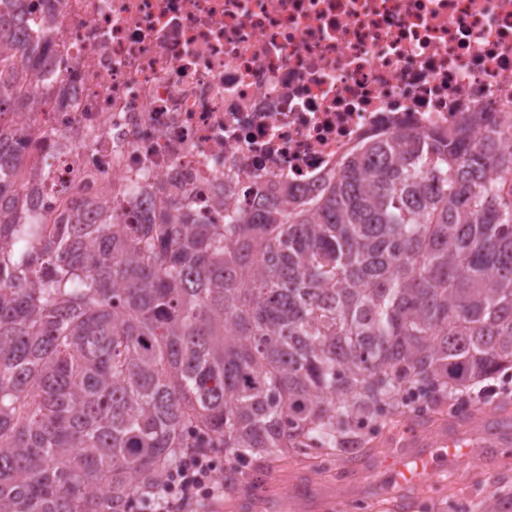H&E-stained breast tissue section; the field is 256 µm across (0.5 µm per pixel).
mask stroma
<instances>
[{"mask_svg":"<svg viewBox=\"0 0 512 512\" xmlns=\"http://www.w3.org/2000/svg\"><path fill=\"white\" fill-rule=\"evenodd\" d=\"M403 426L380 429L381 445L360 457L353 472L337 478L335 470H319L315 460L289 459L263 472L244 470L240 481L248 487L244 512H343L345 499L356 497L369 503L404 493L410 500L426 503L428 512H446L447 502L464 498V512H482L494 492L512 491V447L494 451L493 470L475 463L467 467L448 464L447 475L424 491L398 490L388 481V459L398 453L405 438Z\"/></svg>","mask_w":512,"mask_h":512,"instance_id":"obj_1","label":"stroma"}]
</instances>
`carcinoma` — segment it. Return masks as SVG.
Returning a JSON list of instances; mask_svg holds the SVG:
<instances>
[{
	"instance_id": "obj_1",
	"label": "carcinoma",
	"mask_w": 512,
	"mask_h": 512,
	"mask_svg": "<svg viewBox=\"0 0 512 512\" xmlns=\"http://www.w3.org/2000/svg\"><path fill=\"white\" fill-rule=\"evenodd\" d=\"M29 52L0 49V512H133L188 448L224 449L229 495L245 459L344 478L365 427L512 367V151L404 131L222 224L177 199L53 219L17 188L51 168L44 133L12 129L52 109Z\"/></svg>"
}]
</instances>
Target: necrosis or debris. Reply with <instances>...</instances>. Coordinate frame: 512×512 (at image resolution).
<instances>
[{"instance_id":"obj_1","label":"necrosis or debris","mask_w":512,"mask_h":512,"mask_svg":"<svg viewBox=\"0 0 512 512\" xmlns=\"http://www.w3.org/2000/svg\"><path fill=\"white\" fill-rule=\"evenodd\" d=\"M38 53L27 72L57 97L43 128L51 182L34 210L75 196L100 223L179 197L214 219L287 203L355 153L402 132L448 131L512 146V0H17ZM110 181L113 197L99 190Z\"/></svg>"}]
</instances>
